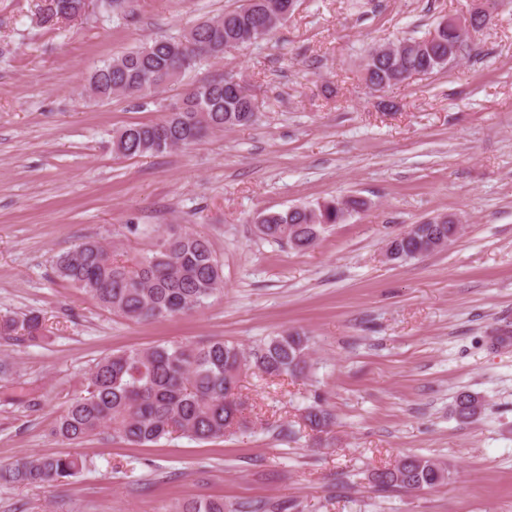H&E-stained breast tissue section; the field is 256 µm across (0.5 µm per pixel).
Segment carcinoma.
Segmentation results:
<instances>
[{"instance_id":"obj_1","label":"carcinoma","mask_w":512,"mask_h":512,"mask_svg":"<svg viewBox=\"0 0 512 512\" xmlns=\"http://www.w3.org/2000/svg\"><path fill=\"white\" fill-rule=\"evenodd\" d=\"M297 0H242L222 15L206 18L177 36H161L104 62L90 78V92L100 101L116 95L141 99L176 83L187 71L220 58L224 52L262 40L288 19ZM87 0H41L37 20L44 26L76 20L87 12ZM469 35L441 17L423 38H403L409 45L391 53L382 45L367 56L364 80L375 91L399 84L402 74L430 75L448 66L467 44ZM256 120L254 98L232 75L203 82L183 104L162 119L128 124L112 136L119 157L167 153L196 144L207 136ZM366 202L360 197L324 200L262 213L256 229L262 239L297 251L313 248L325 224H342ZM128 231L151 239L131 266L114 258L116 247L106 238H89L57 257L55 273L89 295L104 309L129 321H163L191 313L224 289V264L209 238L195 231ZM460 226L420 224L407 239L391 238L386 250L396 260L431 253L438 243L454 241ZM43 318L29 312L0 317V338L33 341L43 336ZM309 337L283 332L247 350L224 339L169 342L120 350L98 360L84 374L83 390L57 416L52 432L61 440L80 444L91 435L150 447L174 434L199 442L215 441L235 429L248 427L246 401L238 392L243 373L254 370L266 379L297 377L309 368ZM484 403L462 391L454 412L463 420L478 416ZM303 418L320 433L332 425L331 414L318 403L304 409ZM386 468L375 477L382 490H432L448 480L443 464L418 455ZM84 459L77 454L26 456L0 466V485H51L77 475ZM281 500L242 503L236 512H288ZM175 512H228L222 498L190 500Z\"/></svg>"}]
</instances>
